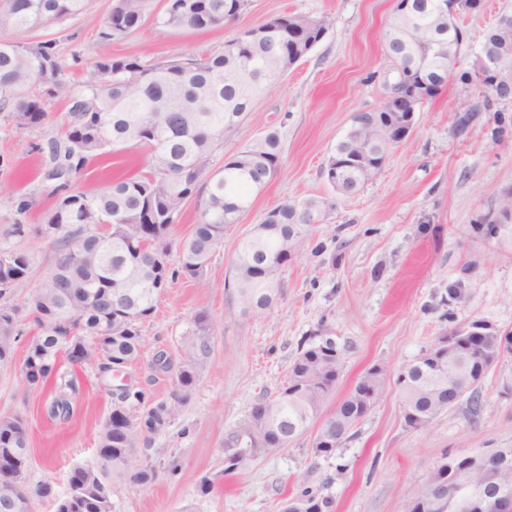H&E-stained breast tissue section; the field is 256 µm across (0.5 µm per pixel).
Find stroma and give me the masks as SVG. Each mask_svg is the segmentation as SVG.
<instances>
[{"mask_svg": "<svg viewBox=\"0 0 512 512\" xmlns=\"http://www.w3.org/2000/svg\"><path fill=\"white\" fill-rule=\"evenodd\" d=\"M109 4L87 0L79 16L22 35L26 41L58 40L67 90L93 74ZM394 6V0H246L223 27L174 30L155 23L163 0H150L142 25L113 42V54L161 61L222 50L243 29L280 13L328 22L322 42L225 135L217 152L221 161L277 132L279 172L253 196L240 222L225 227L202 282L180 279L160 294L143 325L139 362L106 378L93 365L80 370L70 419L53 420L42 411L49 388H30L22 379L29 338L20 336L13 366L0 368V415H18L26 423L30 481H52L62 494L73 466L94 463L98 432L119 385L143 391L149 402L168 397L171 379L153 358L162 350L177 356L199 311L213 324L208 366L189 401L146 450L155 480L116 486L113 512H281L301 481L331 497L333 512H405L444 455L512 448V356L485 373L474 419L462 400L430 426L411 428L396 385L400 367L448 329L482 319L512 330V239H486L474 230L512 191V99H496L491 89L459 79L487 31L512 17V0H486L483 12L459 18L464 43L454 73L424 104L414 131L381 171L356 195H338L321 170L354 113L378 107L385 94L382 63ZM67 90L48 101L49 120L39 128H15L0 112V245L34 258L30 279L12 296L24 321L29 311L23 301L36 294L52 267V250L38 229L57 197L40 176L39 148L62 133ZM465 109L473 117L462 129L457 119ZM145 162L144 149L135 147L97 157L75 186L99 191L112 179L138 174ZM308 196L332 198L336 208L289 261L280 297L258 317L231 313L224 280L241 239L269 210ZM23 198L31 205L20 217L16 206ZM17 219L26 226L21 237L8 233ZM316 335L331 337L342 354L337 396L367 368L383 364L388 380L382 397L330 456H313L308 434L223 474L225 435L262 397L276 394L301 340ZM205 474L216 483L203 495L196 481Z\"/></svg>", "mask_w": 512, "mask_h": 512, "instance_id": "stroma-1", "label": "stroma"}]
</instances>
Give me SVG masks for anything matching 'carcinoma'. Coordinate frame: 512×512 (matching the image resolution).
<instances>
[{"instance_id":"carcinoma-1","label":"carcinoma","mask_w":512,"mask_h":512,"mask_svg":"<svg viewBox=\"0 0 512 512\" xmlns=\"http://www.w3.org/2000/svg\"><path fill=\"white\" fill-rule=\"evenodd\" d=\"M86 0H7L0 7V112L18 128L39 127L48 119L44 101L62 90L64 65L56 41H20L14 35L44 28L80 14ZM245 0H165L156 23L172 29H212L239 13ZM148 0H112L100 32L104 48L91 80L71 94L69 119L61 139L47 142L42 178L55 182L60 199L45 216L41 235L54 253L57 279L46 280L30 302L37 335L21 367L25 381L38 388L56 379L47 405L53 419L67 420L76 377L60 370L58 355L69 337L98 341L108 363L92 351L68 359L71 367L98 363L131 364L141 356L142 326L154 313L156 300L178 278L197 282L224 237V226L237 224L251 207V198L278 173L279 137L269 132L219 165L216 153L224 134L232 131L257 106L260 97L277 88L288 69L305 58L327 31L324 17L288 14L305 32L303 48L292 53L288 39L269 21L242 30L222 50L148 63L138 56L112 55L109 45L137 29ZM444 0H412V9L392 13L386 37V87L412 83L426 89L424 100L436 96L448 80L462 48L457 19L442 12ZM494 51L512 59V24H499L478 52ZM388 102L372 110L373 121L351 125L336 143L322 174L335 178L339 194H356L381 169L399 141L390 138L379 120ZM136 146L147 154L145 170L117 179L88 194L72 185L85 164L109 149ZM208 194L191 235L171 249L174 224L184 205L200 189ZM335 203L328 197L287 201L268 211L240 241L224 287L231 290L233 311L259 316L269 309L280 288V275L312 225L322 224ZM176 259H170V252ZM25 250L0 248V366L12 362L18 341L13 288L32 274ZM212 322L196 313L181 338V358L173 363L164 352L154 364L171 375V398L159 400L127 423L126 402L144 393L124 391L103 423L97 459L86 468L73 467L68 490L56 493L45 480L28 485L25 496L0 479V512H30L29 505L52 499L55 512H100L99 502L117 483L144 485L157 472L144 462L133 467L153 436L162 431L190 399L211 354ZM496 338L477 336L468 349H454L442 359L418 355L397 378L403 409L426 418L430 425L453 406L454 388L474 393L486 370L499 357ZM342 357L329 337L301 349L274 397L263 398L248 418L224 438V470L235 471L262 452L274 451L302 437L319 423L313 441L317 456H328L349 438L350 431L384 391L387 368L366 370L331 410ZM373 393L369 402L360 387ZM28 431L17 416H0V462L26 474ZM288 512H330L331 500L308 489L290 497Z\"/></svg>"}]
</instances>
